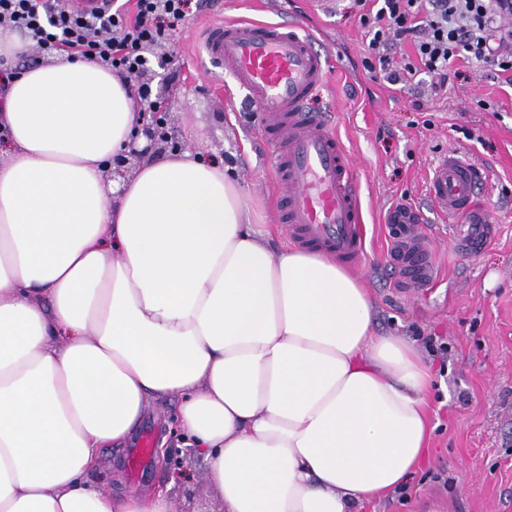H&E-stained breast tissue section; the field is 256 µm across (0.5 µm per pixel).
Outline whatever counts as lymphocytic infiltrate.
Segmentation results:
<instances>
[{
    "instance_id": "lymphocytic-infiltrate-1",
    "label": "lymphocytic infiltrate",
    "mask_w": 512,
    "mask_h": 512,
    "mask_svg": "<svg viewBox=\"0 0 512 512\" xmlns=\"http://www.w3.org/2000/svg\"><path fill=\"white\" fill-rule=\"evenodd\" d=\"M369 34V70L385 71L398 84L419 74L447 79L456 61L491 68L512 85V0H355ZM191 0H106L103 9L80 13L66 0H0V25L29 35L36 48L83 57L130 80L137 107L161 105L141 76L145 50L160 44L189 14ZM409 41L414 55L389 67L388 52Z\"/></svg>"
}]
</instances>
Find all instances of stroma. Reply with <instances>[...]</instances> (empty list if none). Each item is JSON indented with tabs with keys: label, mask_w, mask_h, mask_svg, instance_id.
Segmentation results:
<instances>
[{
	"label": "stroma",
	"mask_w": 512,
	"mask_h": 512,
	"mask_svg": "<svg viewBox=\"0 0 512 512\" xmlns=\"http://www.w3.org/2000/svg\"><path fill=\"white\" fill-rule=\"evenodd\" d=\"M241 17L294 21L331 57L311 108L334 113L336 133L359 167L368 240L357 271L378 332L414 341L435 376L427 457L403 488L356 512H512V88L460 61L438 94L425 75L406 86L387 82L364 66L368 37L353 0H211L191 10L147 49L142 79L166 108L173 141L229 166L255 224L272 221L278 147L259 114L243 108L245 94L232 79L206 71L195 37L208 24ZM451 151L489 174L479 201L496 232L474 256L449 249L448 226L427 193L431 168ZM398 201L419 208L436 244L442 277L433 287L402 291L386 258L378 221ZM174 413V402L156 403L130 445L103 450L91 481L140 492L167 486L178 512H224L200 450L186 445ZM146 433L164 442L171 463L150 461L135 477L128 460Z\"/></svg>",
	"instance_id": "1"
}]
</instances>
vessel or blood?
Listing matches in <instances>:
<instances>
[{
	"label": "vessel or blood",
	"instance_id": "b4317fda",
	"mask_svg": "<svg viewBox=\"0 0 512 512\" xmlns=\"http://www.w3.org/2000/svg\"><path fill=\"white\" fill-rule=\"evenodd\" d=\"M202 43L260 114L265 136L282 146L275 172L276 215L289 239L359 262L367 227L354 162L323 114L308 107L325 82L328 57L314 38L300 35L289 22L222 20L208 26ZM484 182L481 171L453 151L428 176V195L447 219L448 239L458 252L478 253L493 235L477 200ZM419 222L418 210L405 201L393 204L384 217L387 257L403 288L438 281Z\"/></svg>",
	"mask_w": 512,
	"mask_h": 512
}]
</instances>
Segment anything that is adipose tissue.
I'll list each match as a JSON object with an SVG mask.
<instances>
[{"instance_id": "obj_1", "label": "adipose tissue", "mask_w": 512, "mask_h": 512, "mask_svg": "<svg viewBox=\"0 0 512 512\" xmlns=\"http://www.w3.org/2000/svg\"><path fill=\"white\" fill-rule=\"evenodd\" d=\"M140 125L129 81L85 59L0 101V512H177L87 480L159 398L224 512H353L399 486L429 451L420 352L378 333L335 255L271 252L223 165L185 150L107 185Z\"/></svg>"}]
</instances>
